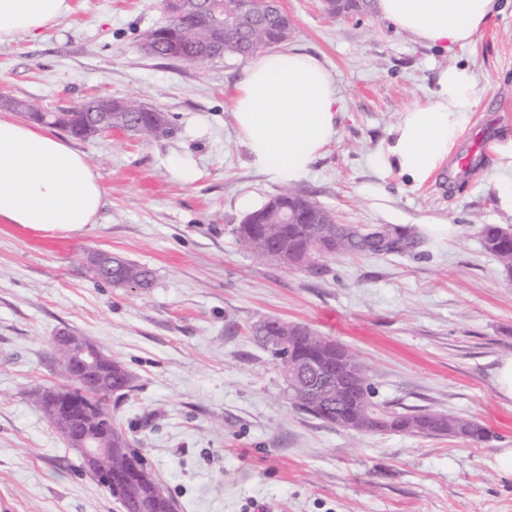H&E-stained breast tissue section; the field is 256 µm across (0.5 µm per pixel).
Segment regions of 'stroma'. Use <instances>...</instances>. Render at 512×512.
<instances>
[{
  "label": "stroma",
  "mask_w": 512,
  "mask_h": 512,
  "mask_svg": "<svg viewBox=\"0 0 512 512\" xmlns=\"http://www.w3.org/2000/svg\"><path fill=\"white\" fill-rule=\"evenodd\" d=\"M38 37L0 45V96L58 112L89 96L137 94L168 114L172 135L74 140L100 176L97 223L49 237L0 224V512H116L54 433L33 394L61 384L52 339L71 331L120 359L135 388L112 417L175 500L177 512H512V479L492 466L512 447V399L495 370L512 358V278L480 237L512 225L500 194L512 169V4L463 47L420 44L381 14L333 17L321 0H283L289 45L332 72L344 116L295 189L366 228L454 225L411 252L340 254L312 269L257 258L234 229L241 198L266 203L280 184L249 163L231 117L245 62H175L145 52L162 0H72ZM463 65L475 107L459 156L414 186L383 163L402 112L429 102L439 70ZM199 170L182 183L170 153ZM107 250L151 268L153 288H115L86 259ZM276 317L356 355L377 401L452 412L488 441L356 435L288 401L271 354L251 336Z\"/></svg>",
  "instance_id": "stroma-1"
}]
</instances>
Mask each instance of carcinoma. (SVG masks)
<instances>
[{
	"instance_id": "cac0c4a2",
	"label": "carcinoma",
	"mask_w": 512,
	"mask_h": 512,
	"mask_svg": "<svg viewBox=\"0 0 512 512\" xmlns=\"http://www.w3.org/2000/svg\"><path fill=\"white\" fill-rule=\"evenodd\" d=\"M258 10L249 15L242 11L241 0H217V11L191 2L179 17L146 32L143 39L151 42L162 56V51L172 45H181V60L189 63H205L218 58L245 57L263 52L288 40L291 24L288 16L273 8L266 0H255ZM343 13L371 15L372 0H350L342 3ZM71 136L82 139L93 124L90 100L85 99L64 111ZM112 123L125 126L137 137L158 139L169 133L151 121L142 103L134 96L126 97L122 111L112 113ZM300 210L298 223L284 224L276 216L281 210ZM391 236L387 245L381 247L359 233V229L337 223L329 210L308 199L291 188L282 190L252 216L237 225L235 234L240 245L259 258H272L290 265L296 257L304 258V265L312 268L318 261L329 256L323 249L327 243H338L340 254H381L406 252L420 245L415 232L386 226ZM485 249L500 262L503 272L512 277V228L497 224H485L481 229ZM115 273L120 277L136 281L140 288L148 290L153 285V272L145 265L123 257L114 258ZM288 358L277 359L281 371H286L291 361L311 364L316 373L311 378L313 396H322L329 387H336V375L341 367L348 365V358L357 355L341 347L308 326L298 336L284 334ZM133 388V376L118 359L112 360V371H104L97 380V393L85 394L86 400L95 407L105 397L121 398ZM365 393V403L378 407L384 415L386 425L371 426L369 433L397 432L423 437L463 436L472 442L481 443L490 438V431L475 420L458 417L436 410L399 411L387 404L373 400L374 390L364 373L353 377L342 386L338 395L323 400L319 408L311 406L308 394L297 389H287L288 397L301 411L329 422L343 425L349 421L365 418V408L353 399L359 391ZM112 425V476L126 486H133L141 498L150 503V512H166L170 495L159 499L154 475H145L131 467L130 457L137 454L127 434L116 421Z\"/></svg>"
}]
</instances>
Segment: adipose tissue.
Here are the masks:
<instances>
[{
	"label": "adipose tissue",
	"mask_w": 512,
	"mask_h": 512,
	"mask_svg": "<svg viewBox=\"0 0 512 512\" xmlns=\"http://www.w3.org/2000/svg\"><path fill=\"white\" fill-rule=\"evenodd\" d=\"M384 18L419 43L445 51L469 44L502 13V0H378ZM72 10L70 0H0V44L36 36ZM475 106L474 78L451 65L431 101L403 112L385 162L425 182L458 146ZM232 117L253 168L280 183L304 177L333 141L342 114L336 81L315 55L283 46L252 56L232 98ZM104 205L86 157L49 129L0 113V223L46 235L82 231Z\"/></svg>",
	"instance_id": "adipose-tissue-1"
}]
</instances>
